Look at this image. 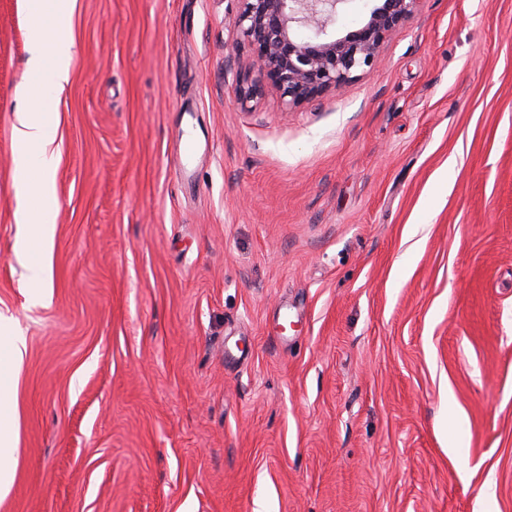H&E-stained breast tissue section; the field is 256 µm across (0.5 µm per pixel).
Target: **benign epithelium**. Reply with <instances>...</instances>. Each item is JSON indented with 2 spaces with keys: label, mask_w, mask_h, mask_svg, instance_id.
I'll use <instances>...</instances> for the list:
<instances>
[{
  "label": "benign epithelium",
  "mask_w": 512,
  "mask_h": 512,
  "mask_svg": "<svg viewBox=\"0 0 512 512\" xmlns=\"http://www.w3.org/2000/svg\"><path fill=\"white\" fill-rule=\"evenodd\" d=\"M232 20L251 47L244 98L274 89L289 104L346 85L372 66L379 49L415 12L419 0H375L366 22L338 36L331 26L346 0H241Z\"/></svg>",
  "instance_id": "obj_1"
}]
</instances>
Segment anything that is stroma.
<instances>
[{
    "mask_svg": "<svg viewBox=\"0 0 512 512\" xmlns=\"http://www.w3.org/2000/svg\"><path fill=\"white\" fill-rule=\"evenodd\" d=\"M241 6L0 0V323L26 340L0 512H512V0H419L298 105L243 100ZM38 24L74 48L34 303ZM29 12L34 15L48 13L53 16L64 17L70 15L75 0H25ZM20 223L32 224V234L21 238L15 247L16 253L28 255L46 243L53 233V224L40 210H27L20 215Z\"/></svg>",
    "mask_w": 512,
    "mask_h": 512,
    "instance_id": "stroma-1",
    "label": "stroma"
}]
</instances>
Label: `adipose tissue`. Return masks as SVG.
I'll list each match as a JSON object with an SVG mask.
<instances>
[{
    "mask_svg": "<svg viewBox=\"0 0 512 512\" xmlns=\"http://www.w3.org/2000/svg\"><path fill=\"white\" fill-rule=\"evenodd\" d=\"M74 43L69 36H49L41 28L32 31L29 68L32 81L22 86L27 102L13 129L15 165L20 176L37 173V192L44 201L54 197L58 153L55 148L54 106L70 79ZM26 349L24 337L10 330L0 331V497L9 492L15 477V435L9 406L13 380Z\"/></svg>",
    "mask_w": 512,
    "mask_h": 512,
    "instance_id": "obj_1",
    "label": "adipose tissue"
}]
</instances>
